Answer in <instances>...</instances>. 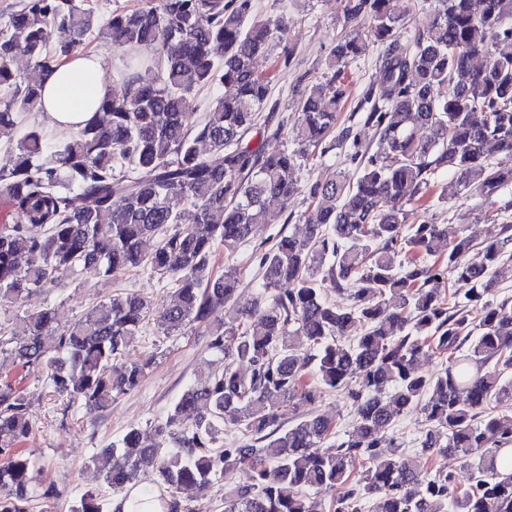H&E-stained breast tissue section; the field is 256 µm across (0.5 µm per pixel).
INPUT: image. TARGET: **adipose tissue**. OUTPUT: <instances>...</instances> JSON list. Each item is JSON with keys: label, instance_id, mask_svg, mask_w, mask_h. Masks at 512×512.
<instances>
[{"label": "adipose tissue", "instance_id": "ef3b65f1", "mask_svg": "<svg viewBox=\"0 0 512 512\" xmlns=\"http://www.w3.org/2000/svg\"><path fill=\"white\" fill-rule=\"evenodd\" d=\"M41 101L45 119L68 130L94 118L110 96L103 57L85 51L64 59L41 78Z\"/></svg>", "mask_w": 512, "mask_h": 512}]
</instances>
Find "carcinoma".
I'll return each instance as SVG.
<instances>
[{
  "label": "carcinoma",
  "mask_w": 512,
  "mask_h": 512,
  "mask_svg": "<svg viewBox=\"0 0 512 512\" xmlns=\"http://www.w3.org/2000/svg\"><path fill=\"white\" fill-rule=\"evenodd\" d=\"M409 0H345L366 26L343 37L324 80L297 103L296 148L268 153L244 141L267 107L270 78L255 57L273 39V23L254 14L253 0H161L112 12V44L146 49L117 72L122 95L47 152L37 125L0 168V306L80 274L116 278L149 268L170 280L159 315L169 335L206 328L218 366L188 385L158 433L175 447L142 442L132 429L96 454L94 480L114 493L140 487L159 493L167 512H205L183 501L185 487L208 484L243 468L246 483L224 497V512H512V301H495L512 282V224L485 246V261L462 265L467 237L448 239L441 225L409 223L406 206L450 172L440 198L462 191L491 213L512 187V169L491 153L512 155V0H421L433 19L405 39L397 25ZM94 20L84 0H22L0 29V134L41 102L38 82L18 80L24 56L44 72L75 53ZM386 47L379 81L364 93L376 127L353 172L307 187L305 234L283 236L261 260L262 288L239 302L237 268L214 271L218 246L231 259L274 224L299 191L311 152L336 148L345 103V68L371 45ZM482 56L477 68L473 59ZM221 86L195 128L186 125L195 94ZM447 94L440 96L437 89ZM220 154L204 158L199 144ZM288 290L280 291V286ZM482 303L479 328L459 305ZM347 294V303L326 291ZM228 307V318H215ZM147 299L117 292L60 326L49 307L24 312L25 334L0 324V355L46 370L49 392L105 409L135 391L156 362L133 361L130 348L150 317ZM466 348L453 359L448 351ZM429 351L445 362L431 376L416 365ZM341 391L355 429L338 437L337 417L304 416L326 392ZM33 396L0 380V512H26L36 494L35 463L23 445L36 434ZM421 406L420 455L383 442L399 417ZM293 425L284 427L285 420ZM234 429L241 442L220 445ZM463 458L473 484L460 489L447 472L425 471L439 457ZM158 460L144 480L140 460ZM336 488L335 504L314 498ZM72 512H104L100 487L87 489Z\"/></svg>",
  "instance_id": "obj_1"
}]
</instances>
